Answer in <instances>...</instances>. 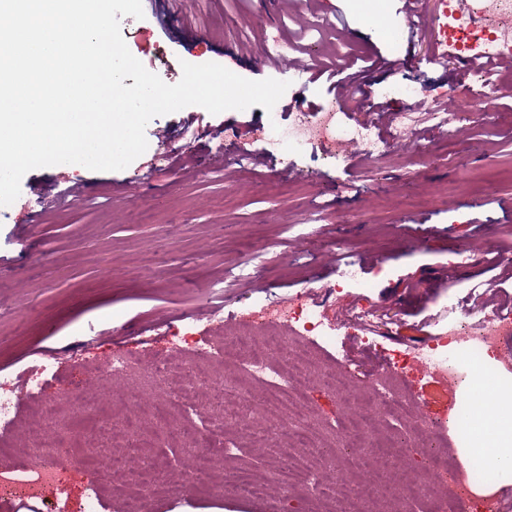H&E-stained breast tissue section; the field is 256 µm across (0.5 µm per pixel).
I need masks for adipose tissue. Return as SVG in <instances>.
<instances>
[{
  "instance_id": "ef3b65f1",
  "label": "adipose tissue",
  "mask_w": 512,
  "mask_h": 512,
  "mask_svg": "<svg viewBox=\"0 0 512 512\" xmlns=\"http://www.w3.org/2000/svg\"><path fill=\"white\" fill-rule=\"evenodd\" d=\"M473 363L475 381L450 422L463 448L470 488L487 495L498 484L512 482V373L485 354Z\"/></svg>"
}]
</instances>
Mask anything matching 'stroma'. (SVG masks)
<instances>
[{"label":"stroma","mask_w":512,"mask_h":512,"mask_svg":"<svg viewBox=\"0 0 512 512\" xmlns=\"http://www.w3.org/2000/svg\"><path fill=\"white\" fill-rule=\"evenodd\" d=\"M142 4L143 18H122V36L170 84L185 61L289 81L265 60L278 46L291 62L363 60L369 76L346 79L347 95L322 80L289 82L273 112L285 127L337 106L343 127L370 125L380 151L357 143L337 159L319 144L292 151L262 106L217 115L189 106L152 119L147 150L125 169L27 172L17 200L0 206V374L24 378L47 355L54 366L38 391L17 388V419L0 427V475H12L10 450L31 447L35 418L47 416L41 445L51 448L75 419L70 397L90 391L112 419L133 413L140 421L147 447L126 455L125 478L137 476L150 452L167 456L171 489L144 493L146 512H313L304 493L281 492L291 473L277 454L284 439L260 444L246 426L225 428L231 454L215 457L204 487L187 494L189 461L168 455L181 439L154 420L161 406L167 419L206 436L153 373L169 357L197 380L215 376L260 392L243 359H225L224 341L241 330L263 334L262 312L295 298L329 333L280 327L288 349L365 391L388 377L405 406L435 423L436 440L458 451L449 416L464 396L425 350L449 323L472 327L512 313V278L489 267L493 257L512 264V67L461 72L432 61L439 0H424L412 33L401 0H277L266 17L256 0H184L180 13L171 0ZM196 11L208 18L201 36L178 39ZM377 56L388 64L373 67ZM399 86L416 92L396 94ZM432 111L451 119H429ZM259 151L267 167L253 165ZM176 156L190 159L189 170L173 164ZM346 264L357 283L342 281ZM177 336L185 339L178 354ZM395 350L414 357L393 363ZM306 402L316 437L338 444L348 407L317 383ZM229 467L261 478L265 492L225 490ZM92 499L97 512H127L110 479L80 461L37 506L0 492V512H53L58 503L85 512Z\"/></svg>","instance_id":"1"}]
</instances>
